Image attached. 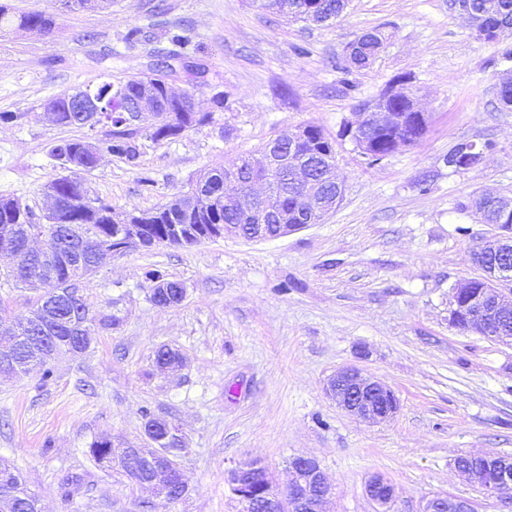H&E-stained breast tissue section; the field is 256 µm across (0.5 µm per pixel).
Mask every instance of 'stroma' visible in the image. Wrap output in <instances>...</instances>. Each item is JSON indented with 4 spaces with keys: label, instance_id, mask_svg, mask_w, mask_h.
Here are the masks:
<instances>
[{
    "label": "stroma",
    "instance_id": "1",
    "mask_svg": "<svg viewBox=\"0 0 512 512\" xmlns=\"http://www.w3.org/2000/svg\"><path fill=\"white\" fill-rule=\"evenodd\" d=\"M156 2L92 10L0 0L17 13L56 16L52 35H0V112L16 115L0 123V197L43 216V188L62 173L51 147L108 132L53 124L46 103L152 74L147 47L168 48L165 31L186 24L190 42L170 84L194 93L210 123L160 144L140 139L133 165L102 153L82 175L88 195L119 212L150 210L201 171L313 123L335 141L343 199L323 222L276 240L227 237L107 258L79 287L93 311L119 316V325L95 334L85 353L58 358L50 379L37 370L0 379V458L45 512H143L146 492L95 467L88 450L103 437L143 447L148 412L178 427L186 450L177 463L189 484L153 512H236L229 469L256 458L284 485L302 455L319 461L332 487L329 512H378L365 491L375 475L394 484V512H419L436 494L473 499L478 512H512L452 465L465 453L512 456V347L450 322L455 288L480 275L473 248L500 232L466 204L479 191L512 197V112L497 96L499 75L512 71L504 57L512 39L478 40L448 0H349L321 25L249 0H164L161 13ZM134 28L145 45L127 43ZM367 31L384 38L378 58L345 71L349 44ZM404 74L432 116L430 131L370 162L340 131ZM218 93L228 107L215 112ZM463 141L492 147L458 171L445 159ZM155 267L183 284L181 305L151 302L144 273ZM163 345L179 351L180 368H156ZM347 365L395 392L390 421L361 423L328 398L329 377Z\"/></svg>",
    "mask_w": 512,
    "mask_h": 512
}]
</instances>
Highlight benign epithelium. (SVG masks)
<instances>
[{
    "instance_id": "obj_1",
    "label": "benign epithelium",
    "mask_w": 512,
    "mask_h": 512,
    "mask_svg": "<svg viewBox=\"0 0 512 512\" xmlns=\"http://www.w3.org/2000/svg\"><path fill=\"white\" fill-rule=\"evenodd\" d=\"M408 81L399 79L392 83L378 98L367 102L354 113V119L346 122V136L355 144H365L364 137L370 132H388L400 127L408 116L389 105V100L405 91ZM157 92L153 85L144 82L140 95L135 100L138 115L146 112L157 115ZM73 111L101 112V100L88 92L72 101ZM288 138V153L271 143L268 148L249 159L251 168L258 172H267L288 166L290 178L299 189L300 210L307 213L309 223L316 224L335 209L333 200L324 197L311 176L307 157L298 152V147L307 140L308 128L295 127L284 131ZM224 184L233 185L231 192L224 194V202L238 211L248 220L246 224H226L217 232L226 237L249 241H266L284 237L304 228L302 224L289 223V216L283 205L284 194L265 179L253 177L243 180L238 166L224 168ZM492 207L498 210V223H512V203L507 199L487 194ZM80 248L91 259L96 268L108 255L110 249L102 245L97 238H83ZM60 252L50 237L43 238L37 249L17 247L9 242L0 245V255L13 258L12 269L18 270L31 265V257L53 260ZM512 253V233L506 232L494 241L477 246L472 251V261L481 270V275L455 289L450 321L454 325L474 329L488 339L512 345V336L504 324L512 315V295L508 296L498 284L512 281V267L499 260L501 256ZM46 308L24 315V326L33 328L43 326L41 317L52 318L58 308L56 295L45 296ZM22 340L15 326H0V377L11 376L18 372L12 353L17 342ZM327 395L337 406L355 419L367 424H381L391 420L399 410V400L395 392L364 374L354 366L344 367L328 381ZM493 457L497 460L496 469L490 479L483 473L464 466L461 457L454 459L455 468L468 480L479 485L490 496L512 501V458L508 456L482 452L467 454L469 458ZM291 480L285 489L274 483L269 469L257 460L241 462L227 472V484L239 512H251L252 508L260 512H326V504L331 493L324 472L311 456H298L291 460ZM168 463L153 461L151 472L144 474L134 471L128 479L134 484L152 489L167 500L181 498L186 490L177 493L171 491L165 482ZM367 495L380 507L389 512L395 498L392 483L382 476H373L366 483ZM421 512H478L472 501L448 495H434L426 499Z\"/></svg>"
}]
</instances>
